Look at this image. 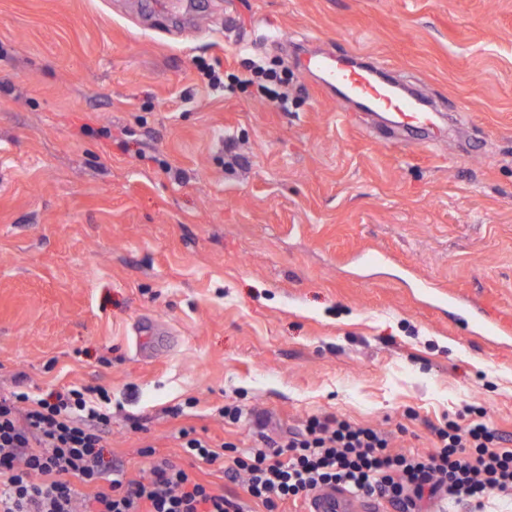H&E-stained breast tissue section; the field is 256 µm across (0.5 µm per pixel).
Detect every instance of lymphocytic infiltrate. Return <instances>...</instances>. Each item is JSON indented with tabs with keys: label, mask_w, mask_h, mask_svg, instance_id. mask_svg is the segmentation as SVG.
<instances>
[{
	"label": "lymphocytic infiltrate",
	"mask_w": 512,
	"mask_h": 512,
	"mask_svg": "<svg viewBox=\"0 0 512 512\" xmlns=\"http://www.w3.org/2000/svg\"><path fill=\"white\" fill-rule=\"evenodd\" d=\"M111 423L112 399L102 387L70 386L42 398L1 393L0 512H82L81 485L95 489L92 512H245L240 500L215 493L149 448L147 478L125 479L105 456ZM436 435L440 446L432 455L394 454L375 427L313 416L288 438L261 436L234 457L227 475L244 477L265 512L325 487L381 500L397 512L450 500L482 512L491 495L512 496V453L492 450L496 434L486 424L452 421Z\"/></svg>",
	"instance_id": "1"
}]
</instances>
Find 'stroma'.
<instances>
[{
	"mask_svg": "<svg viewBox=\"0 0 512 512\" xmlns=\"http://www.w3.org/2000/svg\"><path fill=\"white\" fill-rule=\"evenodd\" d=\"M191 2L0 0V392L105 387L125 478L149 446L238 498L181 428L244 450L337 415L427 456L475 406L512 452V335L462 310L512 323V0ZM304 49L423 85L449 139L320 94ZM201 62L287 65L293 101L211 90Z\"/></svg>",
	"mask_w": 512,
	"mask_h": 512,
	"instance_id": "obj_1",
	"label": "stroma"
}]
</instances>
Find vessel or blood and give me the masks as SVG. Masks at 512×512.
Segmentation results:
<instances>
[{
    "label": "vessel or blood",
    "mask_w": 512,
    "mask_h": 512,
    "mask_svg": "<svg viewBox=\"0 0 512 512\" xmlns=\"http://www.w3.org/2000/svg\"><path fill=\"white\" fill-rule=\"evenodd\" d=\"M304 75H315L328 94L339 100L353 102L366 111L387 113L402 138L423 135L425 141L435 140L436 113L430 112L427 100L418 94L403 91L397 84L382 76L381 68H358L346 56L315 53L300 63ZM302 512H396L395 508L357 497L343 490L328 488L311 495Z\"/></svg>",
    "instance_id": "b4317fda"
}]
</instances>
